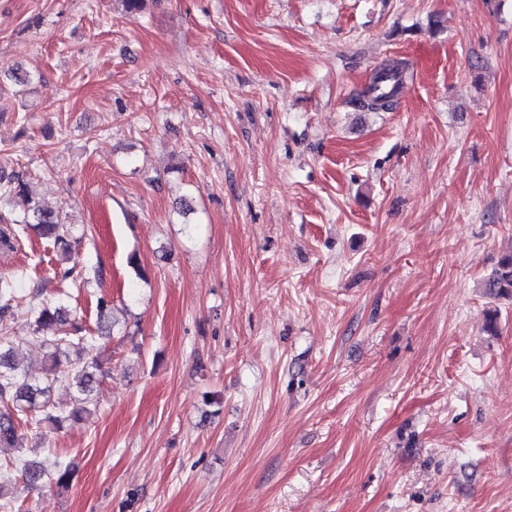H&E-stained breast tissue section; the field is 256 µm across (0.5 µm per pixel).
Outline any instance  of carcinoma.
<instances>
[{"instance_id":"1","label":"carcinoma","mask_w":512,"mask_h":512,"mask_svg":"<svg viewBox=\"0 0 512 512\" xmlns=\"http://www.w3.org/2000/svg\"><path fill=\"white\" fill-rule=\"evenodd\" d=\"M407 74L408 67L402 60L382 64L356 94L352 104L369 112L395 110ZM3 195L23 197L26 209L22 220L0 229V246L10 249L24 234L35 230L52 245L58 264L63 266L62 278L89 284L91 276L87 267L78 271L74 265L65 266L78 238L73 225L63 222L60 210L33 197L25 174L20 172L10 177ZM481 288L490 299L512 297V254L500 261L498 268L482 281ZM23 301L29 308L30 327L34 333L43 335L46 347L43 382L29 377L8 336L7 320ZM96 307L97 336H85L71 322L68 308L47 297L43 284L24 292L17 287L16 281L0 277V405L3 406L0 410V447H26L25 435L19 432L20 422L24 419L34 421L39 427L61 429L90 416L91 394L103 378L102 346L97 340L111 337L116 326L110 319L112 304L107 296H98ZM64 360L73 365L74 372L68 385L74 389L75 396L72 405L60 408L51 402V396L53 385L58 382L55 369ZM20 471L25 485L30 488L45 483L63 487L73 477L68 463L58 461L49 468L39 459L24 456L20 458Z\"/></svg>"}]
</instances>
